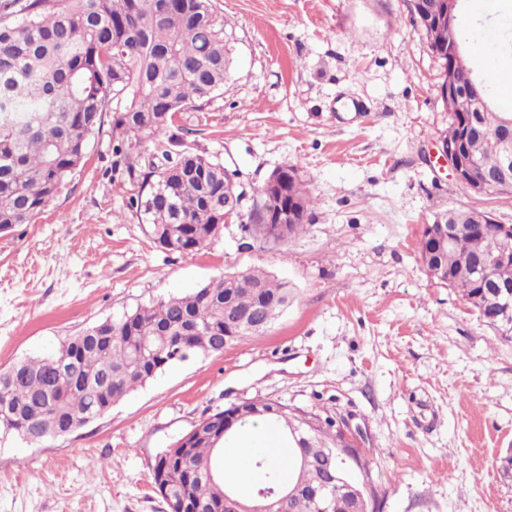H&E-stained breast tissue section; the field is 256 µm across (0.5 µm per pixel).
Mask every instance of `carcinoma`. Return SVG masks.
Returning <instances> with one entry per match:
<instances>
[{
  "label": "carcinoma",
  "instance_id": "1",
  "mask_svg": "<svg viewBox=\"0 0 512 512\" xmlns=\"http://www.w3.org/2000/svg\"><path fill=\"white\" fill-rule=\"evenodd\" d=\"M422 30L432 49L458 46L450 64L459 80L476 77L489 86L485 70L464 52L457 26L444 21ZM230 51L215 0H0V227L34 223L108 122L112 166L136 189L129 207L152 240L182 253L212 244L224 225L226 168L217 158L175 150L184 130L175 115L201 112L223 94ZM149 141L165 164L146 154ZM469 149L480 172L499 168L495 136L478 135ZM280 170L295 207L284 242L304 229L313 199L295 166ZM284 205L263 186L250 222L264 224ZM432 226H449L455 236L439 257L440 283L450 275L476 309L499 311L502 297L478 286L470 266L489 243L473 232L469 211L450 209ZM293 300L288 282L250 268L97 322L51 355L16 362L8 396L0 394V429L41 443L52 438L51 427H81L98 406L185 361V352L218 354L265 334ZM226 420L234 422L227 432ZM259 422L289 448L283 464L242 447L243 434ZM198 425L186 451L169 448L152 465L169 512L224 503L233 487L228 448L239 451V466L263 472L250 492L298 488L286 512H314L304 489L339 465L328 414L257 398L216 410Z\"/></svg>",
  "mask_w": 512,
  "mask_h": 512
}]
</instances>
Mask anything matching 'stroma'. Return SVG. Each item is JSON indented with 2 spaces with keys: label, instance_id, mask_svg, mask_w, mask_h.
Listing matches in <instances>:
<instances>
[{
  "label": "stroma",
  "instance_id": "35a3bbf8",
  "mask_svg": "<svg viewBox=\"0 0 512 512\" xmlns=\"http://www.w3.org/2000/svg\"><path fill=\"white\" fill-rule=\"evenodd\" d=\"M233 34L223 95L186 115V149L218 157L239 217L194 253L154 244L112 170L110 134L35 223L0 234V371L123 311L260 269L295 299L267 332L177 363L102 417L39 444L0 431V512H168L156 456L205 414L267 397L361 429L384 512H512V340L432 280L426 224L511 198L464 193L434 153L450 118L441 62L410 0H217ZM464 45L512 57V0H464ZM365 111H354L355 103ZM293 165L315 204L284 242L241 224Z\"/></svg>",
  "mask_w": 512,
  "mask_h": 512
}]
</instances>
